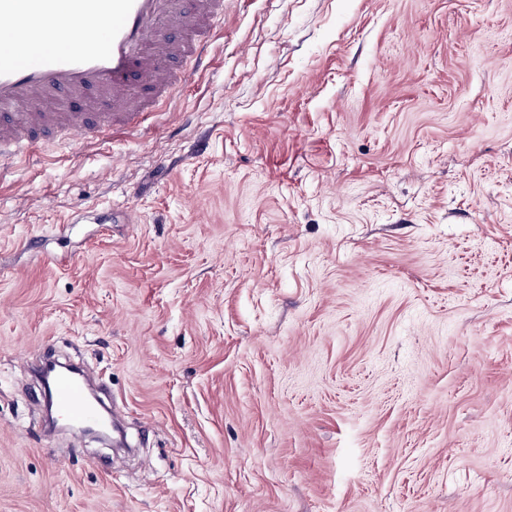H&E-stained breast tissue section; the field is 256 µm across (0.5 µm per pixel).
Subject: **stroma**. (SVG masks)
Listing matches in <instances>:
<instances>
[{
  "mask_svg": "<svg viewBox=\"0 0 512 512\" xmlns=\"http://www.w3.org/2000/svg\"><path fill=\"white\" fill-rule=\"evenodd\" d=\"M212 56L0 168V512H512V0H225ZM52 400L56 408L74 423L91 424L97 418V411L90 404L78 378L69 375L58 377L52 387Z\"/></svg>",
  "mask_w": 512,
  "mask_h": 512,
  "instance_id": "stroma-1",
  "label": "stroma"
}]
</instances>
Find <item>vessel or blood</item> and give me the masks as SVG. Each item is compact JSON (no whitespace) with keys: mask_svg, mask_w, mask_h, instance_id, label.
<instances>
[{"mask_svg":"<svg viewBox=\"0 0 512 512\" xmlns=\"http://www.w3.org/2000/svg\"><path fill=\"white\" fill-rule=\"evenodd\" d=\"M224 0H0V32L53 27L49 38L0 46V163L34 152L56 131L87 139L133 129L209 61V32ZM96 95L100 112L74 111ZM56 408L75 423L97 418L83 384L63 375Z\"/></svg>","mask_w":512,"mask_h":512,"instance_id":"vessel-or-blood-1","label":"vessel or blood"}]
</instances>
